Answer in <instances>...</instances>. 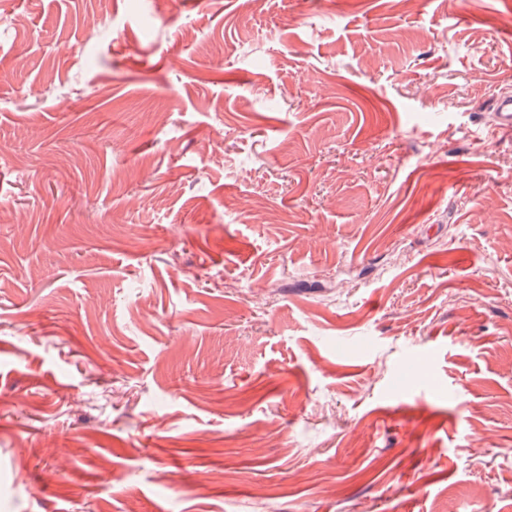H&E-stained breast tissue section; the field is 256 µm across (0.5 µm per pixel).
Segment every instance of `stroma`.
<instances>
[{"instance_id":"1","label":"stroma","mask_w":512,"mask_h":512,"mask_svg":"<svg viewBox=\"0 0 512 512\" xmlns=\"http://www.w3.org/2000/svg\"><path fill=\"white\" fill-rule=\"evenodd\" d=\"M158 2L0 8V512H512V0Z\"/></svg>"}]
</instances>
